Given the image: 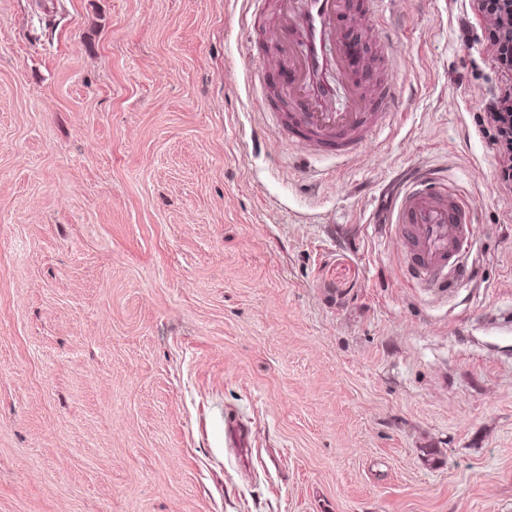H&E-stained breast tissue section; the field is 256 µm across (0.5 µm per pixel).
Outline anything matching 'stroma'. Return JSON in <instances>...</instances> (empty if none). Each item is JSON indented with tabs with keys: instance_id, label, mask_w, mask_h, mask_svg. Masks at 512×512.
<instances>
[{
	"instance_id": "35a3bbf8",
	"label": "stroma",
	"mask_w": 512,
	"mask_h": 512,
	"mask_svg": "<svg viewBox=\"0 0 512 512\" xmlns=\"http://www.w3.org/2000/svg\"><path fill=\"white\" fill-rule=\"evenodd\" d=\"M370 8L353 77L396 96L339 162L261 110L293 109L275 6L0 0V512H512L487 23L396 0L387 45ZM420 164L473 205L446 294L386 222ZM228 440L232 448H244L250 443L249 429L239 421L234 413L228 412L225 416Z\"/></svg>"
}]
</instances>
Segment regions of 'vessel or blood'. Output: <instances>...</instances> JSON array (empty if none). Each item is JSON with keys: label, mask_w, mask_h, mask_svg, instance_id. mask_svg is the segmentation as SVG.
<instances>
[{"label": "vessel or blood", "mask_w": 512, "mask_h": 512, "mask_svg": "<svg viewBox=\"0 0 512 512\" xmlns=\"http://www.w3.org/2000/svg\"><path fill=\"white\" fill-rule=\"evenodd\" d=\"M345 10V0H278L275 36L296 44L300 53L291 77L297 109L285 115L289 139L319 155L349 159L382 132L392 101L391 85L368 97L351 92L347 109L336 108L331 73H344L350 49L337 41L327 50L331 30ZM391 222L404 243L408 277L434 291H447L464 268L473 232L469 202L431 168L417 170L399 198ZM231 447L250 443L248 428L234 413L225 416Z\"/></svg>", "instance_id": "1"}]
</instances>
